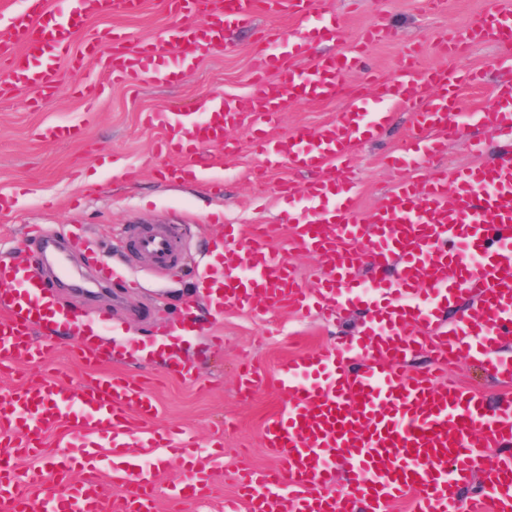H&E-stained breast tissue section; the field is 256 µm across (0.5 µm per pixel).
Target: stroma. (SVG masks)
Returning <instances> with one entry per match:
<instances>
[{"label":"stroma","instance_id":"1","mask_svg":"<svg viewBox=\"0 0 512 512\" xmlns=\"http://www.w3.org/2000/svg\"><path fill=\"white\" fill-rule=\"evenodd\" d=\"M323 2L342 17L343 29L336 44L319 45V52L348 50L367 27L384 21L394 27L396 36L371 48L368 67L392 72L405 47L418 43L424 48V69L482 71L481 84L462 89V110L490 104L494 85L512 79V47L494 42L477 44L461 58L442 57L434 51L438 41L478 23L487 13L512 10V0H441L431 12L424 9L422 0ZM171 22L163 0H145L138 16L95 18L80 35L85 38L114 28L124 32L128 43L133 44L159 36ZM270 27L290 35L297 23L285 14L259 13L256 27L230 32L227 47L197 60L191 76L170 86L119 82L102 64L90 63L78 71L63 69L58 96L41 107H32V94L26 90L0 98V196L11 204L8 214H0V258L19 260L35 249V241L26 236L27 226H44L47 234L61 240L75 224L82 226L96 250L111 256L118 276L96 295L68 288L55 277L50 283L58 304L66 309L86 314L108 311V326L99 329V336L130 350L124 361L113 363V371L141 379L158 404L157 417L131 432V456L139 463L151 460L160 470L162 483H174L184 478V469L174 465L161 448L144 456V441L158 437L168 427H180L194 437L195 452L205 462L211 453L213 430H224L222 463L211 476L209 503L177 505L163 494L158 512H215L224 499L234 496L229 473L240 462L258 468L271 466L274 459L262 444V428L265 419L285 403L281 363L309 349L331 346L337 337L354 335L362 320L357 311L333 322L314 312L302 316L274 310L257 318L234 309L217 319L202 304L194 331L187 336L179 333L178 318L185 302L202 293L197 266L212 262L213 242L223 237L225 225H273V247L288 253V230L281 218L289 203L280 186L288 180L305 182L306 176L284 164L269 171L263 181H256L251 171L259 160L249 143V127L244 124L230 131L237 149L224 156L213 172L214 188L204 189L193 179L173 176L180 159L157 152L165 130L147 124L146 116L163 110L178 97L245 94L252 78V41L258 31ZM88 84L95 87V96L80 94V87ZM346 105L343 97L329 103H294L283 113L280 131L287 134L301 126L317 128L337 118ZM56 125H80L85 134L78 141L46 138L45 129ZM414 127L413 107L404 105L394 112L378 141L365 144L354 154L348 178L354 184L359 216L370 213L398 179L386 157L413 150ZM498 151L493 136H486L479 153L471 150L464 136L449 142L440 163L452 171L490 162ZM130 167L142 172L133 184L123 177ZM135 221L185 224L180 260L174 269L158 271L145 261L128 262L122 245L124 227ZM215 331L224 338L219 354L209 344ZM170 340L178 341L181 354L195 361V380L169 374L160 354L146 360L135 354L136 349ZM77 345V337L59 334L50 364L1 372L0 397L56 369L69 384L79 386L89 381L92 374L82 368ZM245 359L264 375L262 384L247 396L240 392L237 381Z\"/></svg>","mask_w":512,"mask_h":512}]
</instances>
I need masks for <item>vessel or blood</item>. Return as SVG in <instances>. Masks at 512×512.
Returning <instances> with one entry per match:
<instances>
[{"mask_svg":"<svg viewBox=\"0 0 512 512\" xmlns=\"http://www.w3.org/2000/svg\"><path fill=\"white\" fill-rule=\"evenodd\" d=\"M61 3L67 16L50 0H25L23 11L0 30V69L6 72L0 95L24 88L38 101L55 97L63 59L77 69L102 63L131 84L146 77L174 83L189 75L199 56L222 48L228 26L253 24L264 10L286 11L298 21L294 36L275 29L259 34L246 96L178 98L149 115L152 124L167 128L163 145L181 156L183 172L202 181L210 175L205 154L223 147L229 130L249 115L251 144L262 159L257 176L287 161L309 180L285 183L284 193L329 202L285 219L292 249L319 259L322 270L312 287L273 249L269 226L244 231L225 225L223 261L204 275L223 291L209 299L212 310L261 316L316 308L333 320L364 312L350 339L283 363L286 405L263 424V442L276 464L238 469L237 495L224 512H389L403 500L411 512H512V356L502 351L512 335V84L498 86L489 105L459 112L448 91L478 82V74L423 70L421 50L413 46L395 74H373L367 86L347 89L346 76L392 32L375 24L350 51L315 55V44L336 42L342 29L334 12L310 24L322 0H167L174 24L159 38L132 46L108 31L80 44L75 36L93 17L138 12L141 0ZM196 16L202 24H193ZM488 26L499 43H512V13L496 11L486 26L464 30L439 49L461 54ZM305 58L307 68L295 67ZM342 95L348 105L339 120L279 133L280 117L294 102ZM406 101L417 115V150L393 157L402 178L359 219L344 176L347 164ZM468 130L473 149L482 148L485 133L506 148L490 163L447 173L436 158ZM409 169L419 178L406 177ZM177 230L174 224L125 227L134 253L160 269L179 259ZM66 245L86 255L100 282H111V262L90 251L82 228H74ZM48 288L41 253L0 260L1 367L47 362L56 329L81 337L86 315L59 307ZM463 299L465 313L442 323L444 309ZM101 351V344L82 340L79 358L94 372L82 386L43 376L0 399V512H157V469L109 466L130 450L131 415L155 418L156 401L136 379L108 370ZM422 351L431 355L430 368L410 369ZM462 358L486 367L500 394L488 399L470 387L438 382V371ZM151 445L168 448L187 470V479L167 490L173 501L207 496L210 472L195 461L190 439L174 447L163 439ZM37 458L52 459V469L18 466ZM76 469L82 477L73 483L69 474ZM109 483L119 494L106 491Z\"/></svg>","mask_w":512,"mask_h":512,"instance_id":"vessel-or-blood-1","label":"vessel or blood"}]
</instances>
